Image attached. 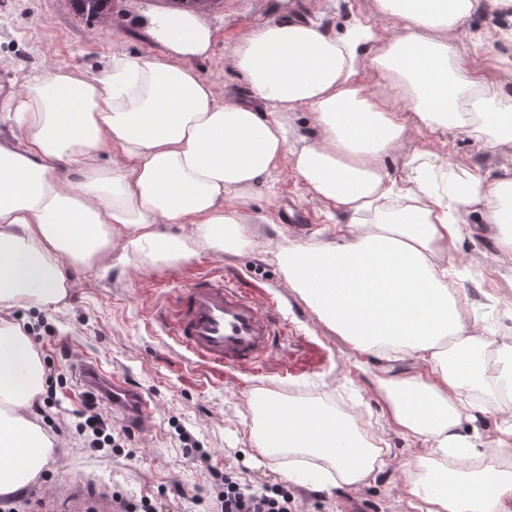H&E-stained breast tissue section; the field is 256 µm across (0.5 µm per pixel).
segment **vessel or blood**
<instances>
[{"instance_id": "obj_1", "label": "vessel or blood", "mask_w": 512, "mask_h": 512, "mask_svg": "<svg viewBox=\"0 0 512 512\" xmlns=\"http://www.w3.org/2000/svg\"><path fill=\"white\" fill-rule=\"evenodd\" d=\"M157 320L177 346L218 372L260 369L277 337L288 333L274 300L257 299L241 279L226 273L184 284L160 307ZM76 376L123 421L141 428L151 421L153 408L143 392L104 372L95 359L80 361Z\"/></svg>"}]
</instances>
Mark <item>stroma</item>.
<instances>
[{
    "label": "stroma",
    "instance_id": "stroma-1",
    "mask_svg": "<svg viewBox=\"0 0 512 512\" xmlns=\"http://www.w3.org/2000/svg\"><path fill=\"white\" fill-rule=\"evenodd\" d=\"M375 0H216L205 16L214 34L212 56L196 62L199 75L235 100L254 103L249 84L225 60L246 33L278 20L296 18L340 34L354 21L373 27L378 42L400 30L399 23L378 19ZM170 10L166 0H116L108 25L87 23L71 0H0V85L21 86L24 77L45 67L97 76L114 56L157 54L162 45L149 22ZM499 11L474 14L457 41L461 65L493 74L501 91L512 94V41L503 39ZM405 152L420 151L437 170L459 176L476 169L495 179L501 167L512 168V143L496 147L476 143L462 129L429 133L410 129ZM296 206L308 224L278 221V212ZM253 213L267 221L252 227L250 242L235 252H204L175 266L135 268L110 256L102 265L72 271L67 296L48 306L12 310L9 322L27 328L44 368L45 384L54 386L56 402L35 398L31 419L54 443L52 456L25 495L0 496V512H33L36 499L69 496L98 505L150 501L153 512H210L212 471L231 470L241 483L260 488L284 484L285 457L264 456L254 446L255 424L248 411L258 397L285 401L297 390L310 404L329 402L362 410L367 432L384 440L385 467L375 481L359 488L310 491L290 487L293 512H414L405 491L406 463L427 446L403 432L389 418L376 387L354 365L351 352L319 315L288 287L276 254L284 239L300 243L332 239V220L296 176L288 159L253 191ZM471 231L455 253L460 270L458 291L481 305L480 331L512 334V268L480 214L469 217ZM217 271L238 273L259 297L273 298L288 321L289 336L267 358L262 370L214 375L183 358L152 319L177 290L196 277ZM494 293L497 307H483L484 292ZM98 358L104 371L127 377L155 401L146 432H134L122 449L89 447L75 429L84 397L73 367L84 356ZM209 452L207 464L193 461L191 449Z\"/></svg>",
    "mask_w": 512,
    "mask_h": 512
}]
</instances>
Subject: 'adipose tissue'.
<instances>
[{"mask_svg": "<svg viewBox=\"0 0 512 512\" xmlns=\"http://www.w3.org/2000/svg\"><path fill=\"white\" fill-rule=\"evenodd\" d=\"M487 7L512 0H376L381 19L402 24L381 46L360 23L338 35L299 20L268 23L229 58L272 112L221 98L199 76L193 64L211 55L213 34L195 11L165 17L161 55L118 56L94 77L47 67L6 90L0 309L61 301L71 270L115 244L138 267L246 242L248 198L289 158L313 198L344 222L338 240L288 242L278 263L289 287L349 344L392 421L427 444L428 455L409 464L408 495L420 512H512V404L495 408L489 452L465 432L486 411L479 392L512 394V343L474 333L454 257L474 212L496 227L512 261V169L490 182L464 172L442 194L425 155L406 156L400 180L387 165L412 125L512 143V95L457 61L458 36ZM368 70L384 92H367ZM302 108L316 115L313 135L295 134L281 118ZM42 384L28 336L1 319L0 404L11 415L0 422V495L18 494L48 463L53 444L29 418ZM265 412L258 449L314 458L285 470L294 486H362L385 465L380 448L317 407L269 400Z\"/></svg>", "mask_w": 512, "mask_h": 512, "instance_id": "adipose-tissue-1", "label": "adipose tissue"}]
</instances>
